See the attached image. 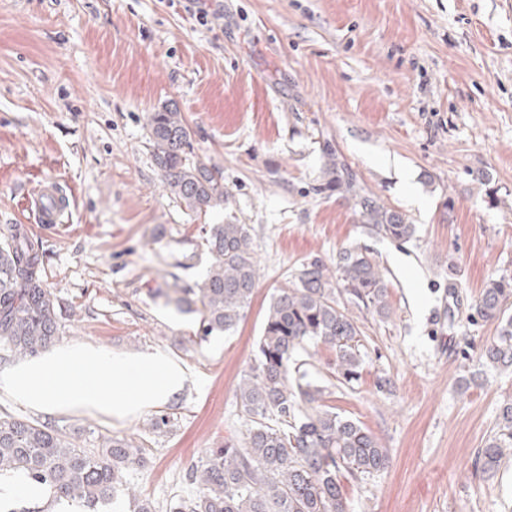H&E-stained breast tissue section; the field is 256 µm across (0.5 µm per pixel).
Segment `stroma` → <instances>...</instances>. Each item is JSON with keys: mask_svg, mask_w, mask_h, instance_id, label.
I'll use <instances>...</instances> for the list:
<instances>
[{"mask_svg": "<svg viewBox=\"0 0 512 512\" xmlns=\"http://www.w3.org/2000/svg\"><path fill=\"white\" fill-rule=\"evenodd\" d=\"M0 0V225H27L62 304L59 345L164 352L190 378L158 411L118 421L55 414L74 434L142 437L138 494L166 512L189 468L241 438L237 385L271 296L314 256L374 253L392 314L357 311L365 364L325 400L387 449L385 471L347 482V512H512V459L494 476L476 452L512 374L477 359L496 334L472 304L512 274V0ZM174 105L194 157L228 196L205 219L165 188L147 116ZM331 143L381 203L415 224L403 244L367 234L351 202L319 192ZM74 198L41 229L29 182ZM248 224L259 282L233 333L197 342L175 289L209 266L202 223ZM204 378L195 389L191 377Z\"/></svg>", "mask_w": 512, "mask_h": 512, "instance_id": "35a3bbf8", "label": "stroma"}]
</instances>
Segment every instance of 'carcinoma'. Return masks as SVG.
Segmentation results:
<instances>
[{
  "label": "carcinoma",
  "instance_id": "cac0c4a2",
  "mask_svg": "<svg viewBox=\"0 0 512 512\" xmlns=\"http://www.w3.org/2000/svg\"><path fill=\"white\" fill-rule=\"evenodd\" d=\"M150 143L170 194L196 217L224 202V175L189 157L191 129L178 110L161 107L148 116ZM323 189L353 201V212L372 235L396 243L416 232L406 215L363 193L356 176L331 145L323 148ZM210 264L192 288L179 289L177 310L199 319L198 339L235 330L258 284L249 224L203 226ZM512 274L490 278L476 302L477 315L497 324V336L481 359L512 369ZM390 316L388 283L373 252L340 251L329 264L315 257L295 268L276 289L257 343L254 363L237 387L247 429L240 440L209 449L186 473L192 493L176 495L168 512H346L343 482L385 470L387 449L362 422L325 404L326 387L310 379L299 351L324 345L334 352L331 376L343 386L361 378L363 330L351 308ZM62 308L46 288L43 251L21 224L0 226V351L34 357L58 339ZM95 447L61 428L0 409V476L21 474L53 497L78 500L87 512L129 493L125 472L143 467L146 439L112 436L88 428ZM512 451V400L503 402L496 430L477 451L491 476Z\"/></svg>",
  "mask_w": 512,
  "mask_h": 512
}]
</instances>
